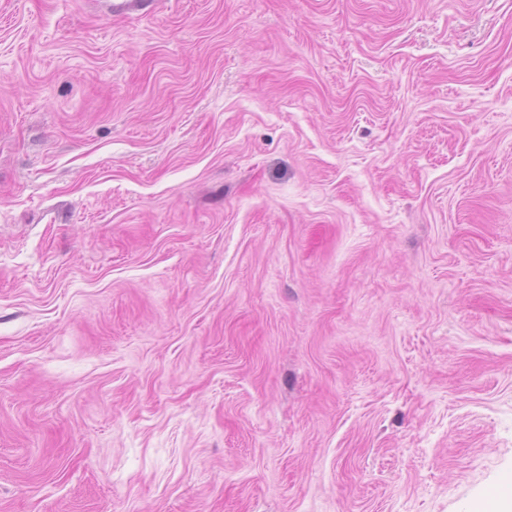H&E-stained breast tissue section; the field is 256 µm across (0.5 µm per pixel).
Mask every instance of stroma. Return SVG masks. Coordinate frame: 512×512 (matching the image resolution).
<instances>
[{"instance_id": "35a3bbf8", "label": "stroma", "mask_w": 512, "mask_h": 512, "mask_svg": "<svg viewBox=\"0 0 512 512\" xmlns=\"http://www.w3.org/2000/svg\"><path fill=\"white\" fill-rule=\"evenodd\" d=\"M0 0V512H499L512 0Z\"/></svg>"}]
</instances>
